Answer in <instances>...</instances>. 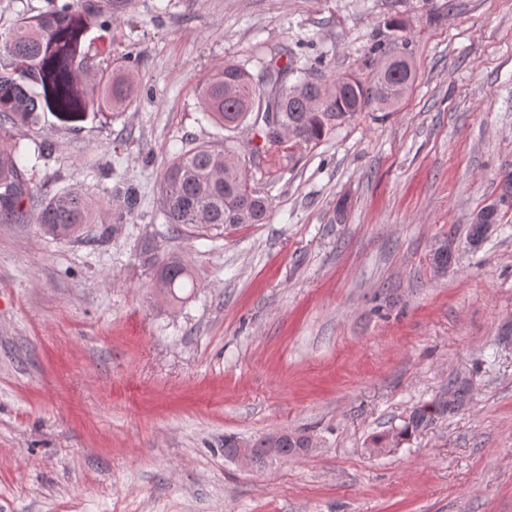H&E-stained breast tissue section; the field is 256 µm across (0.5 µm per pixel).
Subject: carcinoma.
<instances>
[{"label": "carcinoma", "mask_w": 512, "mask_h": 512, "mask_svg": "<svg viewBox=\"0 0 512 512\" xmlns=\"http://www.w3.org/2000/svg\"><path fill=\"white\" fill-rule=\"evenodd\" d=\"M108 24L100 5L62 0L0 34V224H37L45 234L67 241L79 238L85 225L94 223L96 210L86 193L76 189L45 197L34 193L14 131L35 127L42 112L67 125L82 121L90 112H120L132 105L135 90L129 75L102 67L85 51L90 31ZM372 52L385 57V63L368 89L354 74L315 78L286 50L260 43L246 59L224 63L206 81L201 91L203 112L229 131L243 126L259 130L263 145L249 149L254 161L284 150L287 143L316 145L337 122L353 118L371 102L380 110L393 108L413 85L416 68L407 39L378 40ZM293 75L297 81L291 85ZM511 203L510 175L498 202L477 213L471 242H481L497 223L501 208ZM159 206L170 230L176 232L264 224L270 209L268 197L252 188L246 167L239 163V147L231 141L221 149L199 143L177 154L164 169ZM152 268L160 291L178 298L176 289L190 279L184 259L156 257ZM467 400V389L457 387L431 409L413 412L395 439H407L435 415L458 412ZM252 447L260 467L272 454L286 460L300 456L310 447V438L272 433Z\"/></svg>", "instance_id": "obj_1"}]
</instances>
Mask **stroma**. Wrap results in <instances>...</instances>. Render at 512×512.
Masks as SVG:
<instances>
[{
    "mask_svg": "<svg viewBox=\"0 0 512 512\" xmlns=\"http://www.w3.org/2000/svg\"><path fill=\"white\" fill-rule=\"evenodd\" d=\"M86 47L137 99L23 144L33 189H79L114 231L0 224V512H512V209L469 240L512 172V0H112ZM402 21L415 82L296 165L254 170L265 224L169 230L161 172L223 146L201 86L256 44L370 81ZM184 257L170 302L141 253ZM451 244L448 270L433 254ZM467 381L469 403L387 448ZM303 432L249 468L225 437Z\"/></svg>",
    "mask_w": 512,
    "mask_h": 512,
    "instance_id": "1",
    "label": "stroma"
}]
</instances>
